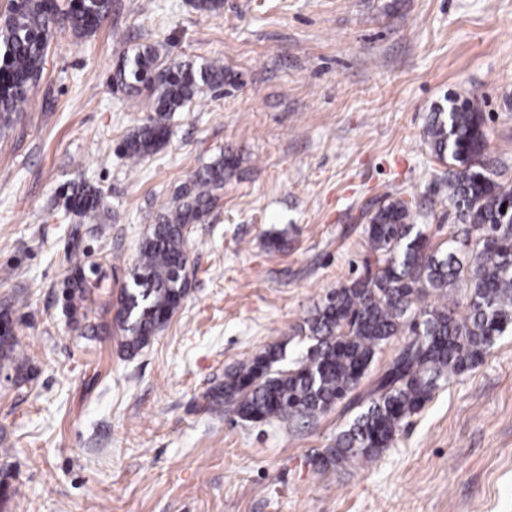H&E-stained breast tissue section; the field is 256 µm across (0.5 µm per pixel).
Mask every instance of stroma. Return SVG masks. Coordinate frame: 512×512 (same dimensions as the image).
<instances>
[{
  "label": "stroma",
  "mask_w": 512,
  "mask_h": 512,
  "mask_svg": "<svg viewBox=\"0 0 512 512\" xmlns=\"http://www.w3.org/2000/svg\"><path fill=\"white\" fill-rule=\"evenodd\" d=\"M220 60L227 79L173 113L129 166L147 92L113 86L139 46ZM476 101L491 178L512 181V0H112L98 30L53 37L24 111L0 126V306L26 351L0 369V512H512V333L448 385L372 462L312 463L353 417L241 420L211 398L224 374L297 330L332 288L381 267L368 216L413 201L431 246L457 229L449 165L424 131ZM239 166L188 229L189 291L137 355L113 316L141 239L220 153ZM104 192L87 232L86 317L64 283L70 182ZM282 243L273 248L270 236Z\"/></svg>",
  "instance_id": "obj_1"
}]
</instances>
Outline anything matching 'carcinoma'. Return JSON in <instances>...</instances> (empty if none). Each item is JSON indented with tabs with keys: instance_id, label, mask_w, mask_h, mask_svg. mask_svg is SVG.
Here are the masks:
<instances>
[{
	"instance_id": "obj_1",
	"label": "carcinoma",
	"mask_w": 512,
	"mask_h": 512,
	"mask_svg": "<svg viewBox=\"0 0 512 512\" xmlns=\"http://www.w3.org/2000/svg\"><path fill=\"white\" fill-rule=\"evenodd\" d=\"M111 10L112 0H69L65 11L57 0H7L0 14L1 125L24 108L41 79L55 25L66 22L75 34H91ZM225 79L218 60L199 67L177 60L162 65L153 47L138 48L112 74V84L145 89L152 99V113L124 140V155L137 163L156 151L167 139L171 113L223 87ZM425 138L439 160L453 164L446 185L448 207L459 221L454 246L430 249L427 237L413 231L405 202L388 201L369 216L365 229L384 266L326 294L305 320L312 341L305 356L283 366V346L270 345L225 373L224 386L213 394L244 421H313L354 391L384 345L403 337L368 400L349 401L347 408L358 412L348 428L314 458L323 470L347 458L376 460L436 389L479 363L512 330V211H501L512 199V184L485 172L483 114L470 101L451 100L448 111L433 113ZM238 166L235 155L220 154L149 226L132 264L133 286L117 300L115 322L126 352L142 350L180 307L188 292V228L219 207L224 176ZM65 199L82 219L96 218L103 206L101 190L85 183L67 187ZM69 262L66 300L74 312V299L86 300L89 288L79 251ZM457 284L467 289L466 313L460 316L450 298ZM430 295L438 301L424 304ZM10 311L9 305L0 309V365L19 373L27 355L16 349Z\"/></svg>"
}]
</instances>
